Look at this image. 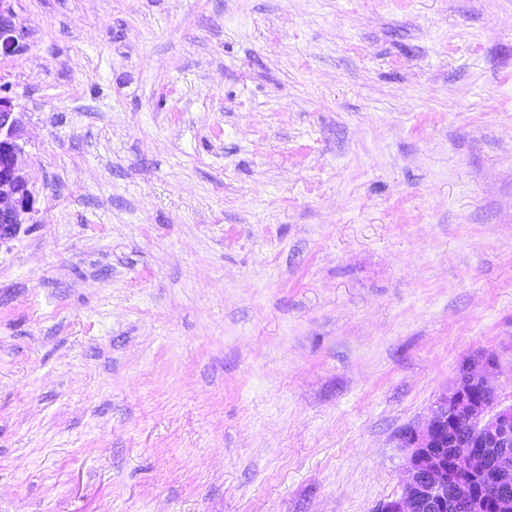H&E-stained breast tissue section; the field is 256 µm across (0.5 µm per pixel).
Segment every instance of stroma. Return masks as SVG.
I'll list each match as a JSON object with an SVG mask.
<instances>
[{"mask_svg": "<svg viewBox=\"0 0 512 512\" xmlns=\"http://www.w3.org/2000/svg\"><path fill=\"white\" fill-rule=\"evenodd\" d=\"M10 5L0 512H377L512 403V0ZM14 100L0 94V238L11 236L23 224V216L38 212L27 175L19 166L23 135Z\"/></svg>", "mask_w": 512, "mask_h": 512, "instance_id": "obj_1", "label": "stroma"}]
</instances>
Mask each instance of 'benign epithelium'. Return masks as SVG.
<instances>
[{
  "label": "benign epithelium",
  "mask_w": 512,
  "mask_h": 512,
  "mask_svg": "<svg viewBox=\"0 0 512 512\" xmlns=\"http://www.w3.org/2000/svg\"><path fill=\"white\" fill-rule=\"evenodd\" d=\"M21 50L15 14L7 0H0V55ZM22 151L23 135L14 100L0 94V238L16 233L23 216L37 213L33 188L18 162ZM494 367L492 358L465 367L456 384L437 400L426 426L404 434L408 478L401 495L383 503L379 512H437L448 507L489 512L494 508V492L481 493L473 485L482 458L469 437H463L452 448V467L437 451L450 410L466 425L477 424L474 434L483 436L489 445H508L512 438V404H503L488 381Z\"/></svg>",
  "instance_id": "7a95c632"
}]
</instances>
